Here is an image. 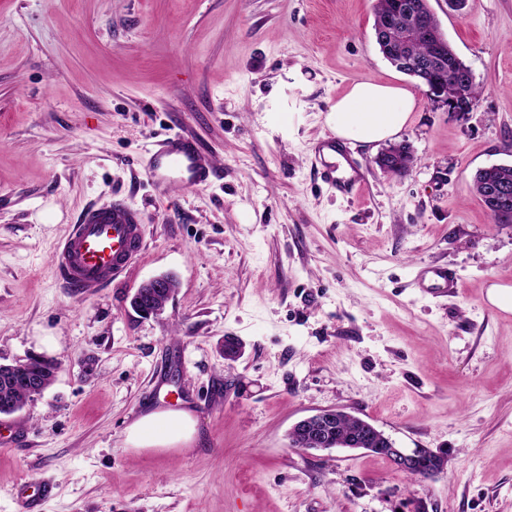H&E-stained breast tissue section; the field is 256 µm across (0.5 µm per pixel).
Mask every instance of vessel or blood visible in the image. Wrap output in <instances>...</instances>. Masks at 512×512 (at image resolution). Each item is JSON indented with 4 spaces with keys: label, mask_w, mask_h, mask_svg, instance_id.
<instances>
[{
    "label": "vessel or blood",
    "mask_w": 512,
    "mask_h": 512,
    "mask_svg": "<svg viewBox=\"0 0 512 512\" xmlns=\"http://www.w3.org/2000/svg\"><path fill=\"white\" fill-rule=\"evenodd\" d=\"M345 147L325 139L318 146L317 156L325 179L338 192L350 194L361 186L357 170L339 175L336 158L345 154ZM149 175L161 187L177 186L194 190L206 185L212 175L195 141L174 135L159 141L154 151ZM146 247L144 220L141 213L123 203L86 209L52 254V265L59 279L70 288L98 287L112 283L128 266L142 255ZM427 294L458 292V280L447 269L429 271ZM49 484H18L14 497L20 512H40L43 501L50 497Z\"/></svg>",
    "instance_id": "b4317fda"
}]
</instances>
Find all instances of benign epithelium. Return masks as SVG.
Returning a JSON list of instances; mask_svg holds the SVG:
<instances>
[{
	"instance_id": "7a95c632",
	"label": "benign epithelium",
	"mask_w": 512,
	"mask_h": 512,
	"mask_svg": "<svg viewBox=\"0 0 512 512\" xmlns=\"http://www.w3.org/2000/svg\"><path fill=\"white\" fill-rule=\"evenodd\" d=\"M407 13L412 18V25L416 31L425 39L430 41L433 46V55L426 62L409 61L400 56L392 47L385 48V56L402 69H408L417 75L420 82L427 88V94L436 102H440L448 107L451 113L467 112L474 106V102L466 94H461L454 98L443 95L440 81L429 76L432 71V65H448V74L454 72V59L448 55V40L442 32L433 31L428 22V17L432 14L428 0H416V2L407 6ZM166 287V282L160 277H153L144 282L135 292L131 299V306L138 314L143 317H150L161 311L159 307H151L145 303V300L153 293L159 292ZM342 410L337 408L321 409L311 415L305 416L297 421L296 426L301 431L307 433L310 437L309 446L305 450L325 449L329 447L324 437V429L330 423L336 421ZM388 453L393 458L396 466L403 469H410L415 464L417 449L400 448L396 442L389 439Z\"/></svg>"
}]
</instances>
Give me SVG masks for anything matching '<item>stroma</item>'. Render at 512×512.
Segmentation results:
<instances>
[{
    "label": "stroma",
    "instance_id": "1",
    "mask_svg": "<svg viewBox=\"0 0 512 512\" xmlns=\"http://www.w3.org/2000/svg\"><path fill=\"white\" fill-rule=\"evenodd\" d=\"M429 4L482 89L471 111L384 59L373 0H0V364L60 365L4 418L0 512L26 481L54 485L42 512H512V311L488 297L512 289V224L472 190L512 164V0ZM355 81L414 93L397 141L416 162L393 177L380 146L351 145L364 185L343 197L313 148ZM173 134L208 185L149 178ZM116 200L143 213L145 252L110 285L65 287L53 248ZM429 266L458 294L422 295ZM162 274L174 293L140 317L132 295ZM155 395L192 412L190 443L127 444ZM325 408L438 452L442 472L290 447Z\"/></svg>",
    "mask_w": 512,
    "mask_h": 512
}]
</instances>
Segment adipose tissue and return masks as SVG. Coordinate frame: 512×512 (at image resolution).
Here are the masks:
<instances>
[{
	"mask_svg": "<svg viewBox=\"0 0 512 512\" xmlns=\"http://www.w3.org/2000/svg\"><path fill=\"white\" fill-rule=\"evenodd\" d=\"M415 105V96L406 87L357 81L330 107L326 123L337 139L374 144L397 137ZM193 432L190 412L155 411L129 427L127 441L137 449L163 447L189 440Z\"/></svg>",
	"mask_w": 512,
	"mask_h": 512,
	"instance_id": "ef3b65f1",
	"label": "adipose tissue"
}]
</instances>
